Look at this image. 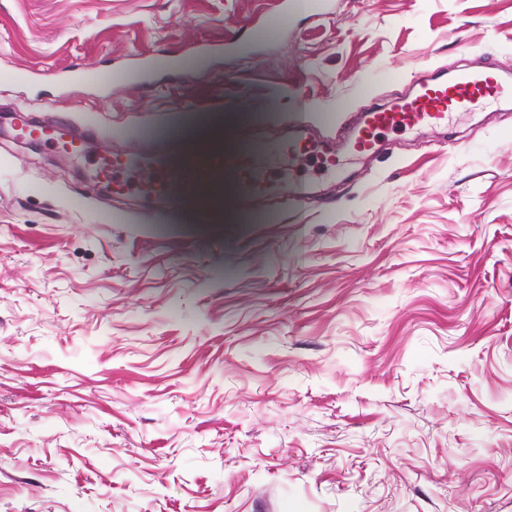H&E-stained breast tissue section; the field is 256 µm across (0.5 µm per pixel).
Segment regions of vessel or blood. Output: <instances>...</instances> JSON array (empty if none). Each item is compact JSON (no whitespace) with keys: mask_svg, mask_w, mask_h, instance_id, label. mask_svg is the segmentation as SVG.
I'll list each match as a JSON object with an SVG mask.
<instances>
[{"mask_svg":"<svg viewBox=\"0 0 512 512\" xmlns=\"http://www.w3.org/2000/svg\"><path fill=\"white\" fill-rule=\"evenodd\" d=\"M321 7V0H286L279 22L287 24L290 17L314 14ZM167 68L164 59L147 56L138 69L113 72L112 81L116 84H126L134 79L145 82ZM508 97H512V81L491 78L482 69H464L451 80L439 82L427 75L419 81L415 92L395 107L375 108L362 113L346 148L306 136L307 123L299 118L295 121L299 134L288 143L284 152L291 158L302 153H316L322 156L327 167L332 168L338 165L343 150L363 156L374 154L378 137L386 129L445 127L457 114ZM139 138L145 145L140 164V187L149 199L168 201L169 192L173 189L177 190L179 198H189L200 185L225 171L236 174L239 191L246 197L261 190L299 203L310 194L307 184L301 181L280 185L263 182L270 155L266 147L224 155L203 151L194 163L182 165L178 162L177 152L163 143L162 133L145 129L140 132Z\"/></svg>","mask_w":512,"mask_h":512,"instance_id":"vessel-or-blood-1","label":"vessel or blood"}]
</instances>
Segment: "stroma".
Segmentation results:
<instances>
[{"mask_svg": "<svg viewBox=\"0 0 512 512\" xmlns=\"http://www.w3.org/2000/svg\"><path fill=\"white\" fill-rule=\"evenodd\" d=\"M0 0V512H512V100L383 133L307 206L168 213L100 147L217 115L336 139L420 73L512 77V0ZM244 52L225 50L232 37ZM194 56L146 85L96 74ZM324 1L320 0H289L283 1V9L279 16L280 27L288 24V19L295 15L317 14Z\"/></svg>", "mask_w": 512, "mask_h": 512, "instance_id": "stroma-1", "label": "stroma"}]
</instances>
